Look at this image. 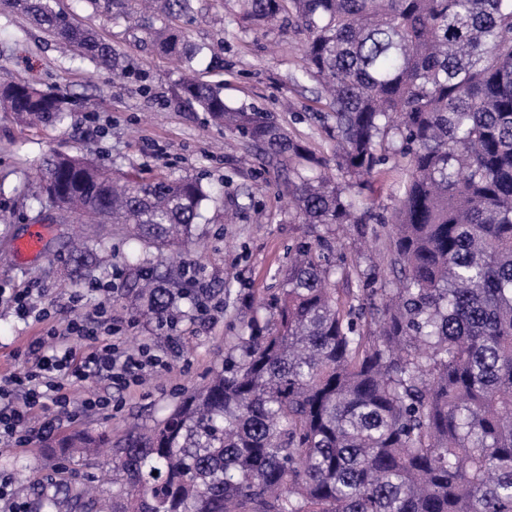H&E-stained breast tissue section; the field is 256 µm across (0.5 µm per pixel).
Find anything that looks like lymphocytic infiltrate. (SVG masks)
Segmentation results:
<instances>
[{"label":"lymphocytic infiltrate","mask_w":512,"mask_h":512,"mask_svg":"<svg viewBox=\"0 0 512 512\" xmlns=\"http://www.w3.org/2000/svg\"><path fill=\"white\" fill-rule=\"evenodd\" d=\"M115 289L112 283L100 289L101 300L90 313L81 307L83 294L72 296L70 318L63 326H49L30 365L0 378L1 444L24 447L29 441L30 420L46 406H53L59 415L71 414L68 385L96 376L123 391L140 385L144 374L164 370L163 361L149 346L125 350L101 341L102 328L112 323ZM74 338L83 341L82 350L71 346Z\"/></svg>","instance_id":"lymphocytic-infiltrate-1"}]
</instances>
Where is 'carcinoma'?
<instances>
[{
	"instance_id": "obj_1",
	"label": "carcinoma",
	"mask_w": 512,
	"mask_h": 512,
	"mask_svg": "<svg viewBox=\"0 0 512 512\" xmlns=\"http://www.w3.org/2000/svg\"><path fill=\"white\" fill-rule=\"evenodd\" d=\"M56 41L114 71L123 56L49 0H9ZM253 27L288 22L302 77L325 87V161L263 112L200 79L205 47L173 21L192 0H150L146 28L189 73L178 98L265 151L302 224H387L397 288L343 297L332 242L303 241L265 328L156 425L112 448V487L39 484L36 512H512V0H234ZM69 99L0 81V109L61 122ZM402 167L396 208L360 207L367 178ZM41 194L78 221L184 250L211 198L196 178L125 176L52 151ZM92 234L71 243L72 281L93 276ZM148 308L177 311L160 276ZM68 462L99 440L55 442Z\"/></svg>"
}]
</instances>
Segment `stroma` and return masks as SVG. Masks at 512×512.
Listing matches in <instances>:
<instances>
[{
    "label": "stroma",
    "mask_w": 512,
    "mask_h": 512,
    "mask_svg": "<svg viewBox=\"0 0 512 512\" xmlns=\"http://www.w3.org/2000/svg\"><path fill=\"white\" fill-rule=\"evenodd\" d=\"M52 5L124 54L131 73L116 78L79 54L62 52L8 0H0V78L57 89L70 100L61 125L29 128L12 113L0 112V285L32 289L34 301L49 308L57 323L68 318L72 289L63 278L69 227L54 223V210L41 206L30 175L50 150L78 151L121 173L200 178L214 200L193 227L189 253L167 259L164 268L181 287L186 263L203 268L224 310L205 322L185 299L176 328L156 329L154 316L144 314L136 297L140 273L128 264L132 241L123 233L104 237L103 263L95 278L120 281L112 298V311L123 323L119 336L130 347L151 344L169 368L145 375L117 408L76 421L57 420L52 436L42 435L40 419H33L30 445L0 454V474L9 476L13 498L29 507L36 483L55 473L47 458L55 439L79 429L117 440L131 426L146 428L167 416L222 370L245 320L268 319L282 283L279 272L295 245L327 232L322 225L293 222L276 170L243 138L181 103L176 97L181 67L145 41L141 29L116 16L106 0L96 5L91 0H52ZM193 6L177 24L192 42L210 45L219 58L215 64L201 62L199 77L220 85L229 105L272 114L317 156L333 159L335 142L322 124V89L300 77L303 58L297 36L277 26L253 29L237 15L234 0H194ZM401 177L394 163L382 166L362 195L364 205L380 213L392 210ZM44 220L49 226L42 252L18 260L13 240L28 225ZM333 260L354 272L351 281H337V288L396 285L384 234L364 233L356 226L337 230ZM41 330L0 304V376L18 368L19 355L28 352Z\"/></svg>",
    "instance_id": "35a3bbf8"
}]
</instances>
